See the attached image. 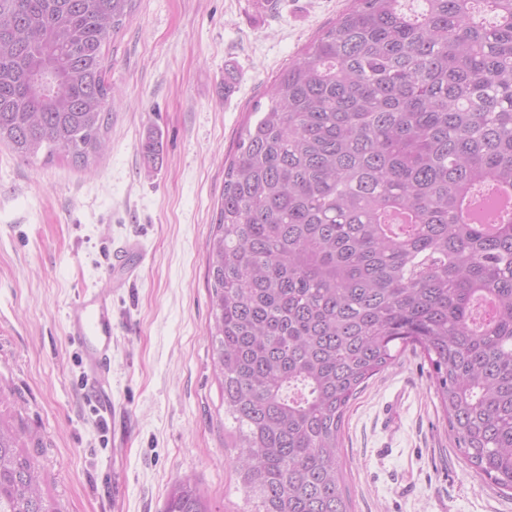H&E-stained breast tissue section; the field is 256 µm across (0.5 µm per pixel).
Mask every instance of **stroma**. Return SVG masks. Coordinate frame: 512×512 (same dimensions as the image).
Wrapping results in <instances>:
<instances>
[{
  "instance_id": "1",
  "label": "stroma",
  "mask_w": 512,
  "mask_h": 512,
  "mask_svg": "<svg viewBox=\"0 0 512 512\" xmlns=\"http://www.w3.org/2000/svg\"><path fill=\"white\" fill-rule=\"evenodd\" d=\"M350 2L137 0L104 48L118 96L101 157L84 168L0 147V387L40 440L59 512H162L185 479L218 512H243L211 358L207 240L244 118ZM85 291L112 306L108 414L67 334ZM429 369L406 349L350 402L351 512H512L449 439Z\"/></svg>"
}]
</instances>
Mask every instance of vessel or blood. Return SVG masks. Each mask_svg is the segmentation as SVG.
Segmentation results:
<instances>
[{"instance_id": "obj_1", "label": "vessel or blood", "mask_w": 512, "mask_h": 512, "mask_svg": "<svg viewBox=\"0 0 512 512\" xmlns=\"http://www.w3.org/2000/svg\"><path fill=\"white\" fill-rule=\"evenodd\" d=\"M68 330L84 354L87 383L99 395H106L112 350L111 306L102 298L79 297L70 308Z\"/></svg>"}]
</instances>
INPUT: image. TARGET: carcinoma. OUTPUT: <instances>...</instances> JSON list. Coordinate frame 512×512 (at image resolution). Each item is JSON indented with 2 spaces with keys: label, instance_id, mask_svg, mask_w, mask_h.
Segmentation results:
<instances>
[{
  "label": "carcinoma",
  "instance_id": "1",
  "mask_svg": "<svg viewBox=\"0 0 512 512\" xmlns=\"http://www.w3.org/2000/svg\"><path fill=\"white\" fill-rule=\"evenodd\" d=\"M134 0H0V144L99 155ZM58 85L47 92L45 82ZM209 240L214 371L245 512H350V400L408 346L455 447L512 491V0H351L270 85ZM0 413V512H56ZM164 512H218L189 480Z\"/></svg>",
  "mask_w": 512,
  "mask_h": 512
}]
</instances>
